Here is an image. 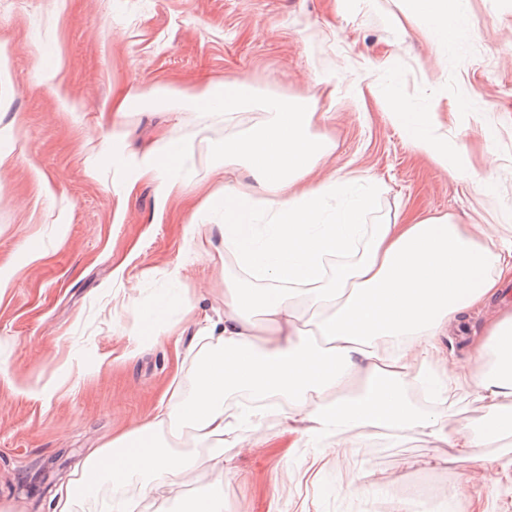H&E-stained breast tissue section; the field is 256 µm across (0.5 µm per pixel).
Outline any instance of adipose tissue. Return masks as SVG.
<instances>
[{
  "mask_svg": "<svg viewBox=\"0 0 512 512\" xmlns=\"http://www.w3.org/2000/svg\"><path fill=\"white\" fill-rule=\"evenodd\" d=\"M253 101L250 86L235 80L204 86L193 103L229 119ZM262 110L257 131L226 139L221 149L225 160L245 161L254 185H228L204 201L224 207L214 230L235 272L224 277V317L208 328L211 352L197 365L193 392L97 449L73 485L90 494L96 477L122 485L139 476L178 493L195 458L171 449L162 431L185 429L209 447L215 475L190 512H224L225 439L275 413L306 444L419 431L449 458L512 476V455L482 452L512 441V311L499 312L469 341L466 358L447 360L440 343L450 323L498 296L512 259V227L492 235L445 215L367 224L362 199L319 222L326 201L352 183L310 180L333 152L315 132L324 113L278 96L265 99ZM102 147L131 159L136 177L157 180L160 199L182 190L179 145L131 156L124 140L107 137ZM260 212L269 225L261 238L254 231ZM424 368L434 372L439 400L468 391L484 403L480 428L449 426L432 406L412 404L407 388ZM237 394L254 403L228 412L226 401Z\"/></svg>",
  "mask_w": 512,
  "mask_h": 512,
  "instance_id": "adipose-tissue-1",
  "label": "adipose tissue"
}]
</instances>
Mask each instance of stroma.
<instances>
[{"mask_svg": "<svg viewBox=\"0 0 512 512\" xmlns=\"http://www.w3.org/2000/svg\"><path fill=\"white\" fill-rule=\"evenodd\" d=\"M448 19L459 25L451 42L429 38L413 0H0V512H47L87 455L143 423L170 382L191 393L202 328L224 315V254L210 231L224 216L200 206L225 180L252 184L220 150L263 120L257 108L231 121L196 108L188 97L204 85L236 78L316 102L334 150L313 177L356 178L366 223L512 224V0H448ZM130 90L143 100L113 113ZM396 110L429 116L475 180L418 154ZM104 135L138 150L178 140L186 187L163 201L156 181L130 182L100 152ZM164 297L167 311L141 321ZM499 307L512 298L450 328L449 357H464ZM242 434L224 443V512H397L424 499L434 512H481L454 496L467 477L494 512H512L511 480L464 458L438 462L420 432L325 458L289 447L276 415ZM116 500L156 509L139 481L102 479L72 512H112Z\"/></svg>", "mask_w": 512, "mask_h": 512, "instance_id": "obj_1", "label": "stroma"}]
</instances>
